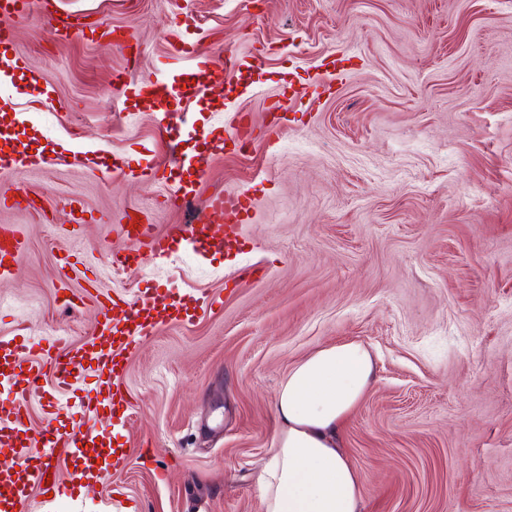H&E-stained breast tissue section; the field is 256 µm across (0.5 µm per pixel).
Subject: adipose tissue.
I'll list each match as a JSON object with an SVG mask.
<instances>
[{
  "mask_svg": "<svg viewBox=\"0 0 512 512\" xmlns=\"http://www.w3.org/2000/svg\"><path fill=\"white\" fill-rule=\"evenodd\" d=\"M374 372L354 342L317 348L289 371L276 396V446L258 474L262 512H359L360 475L339 432Z\"/></svg>",
  "mask_w": 512,
  "mask_h": 512,
  "instance_id": "ef3b65f1",
  "label": "adipose tissue"
}]
</instances>
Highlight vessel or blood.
I'll use <instances>...</instances> for the list:
<instances>
[{
    "instance_id": "vessel-or-blood-1",
    "label": "vessel or blood",
    "mask_w": 512,
    "mask_h": 512,
    "mask_svg": "<svg viewBox=\"0 0 512 512\" xmlns=\"http://www.w3.org/2000/svg\"><path fill=\"white\" fill-rule=\"evenodd\" d=\"M15 40V29L0 26V68L5 70L22 69L24 61L17 55H9L8 50ZM176 56L189 57L194 61L198 82L197 91H204L207 79L214 75L239 67V57L231 51L214 56L201 51L195 44L185 41L174 47ZM184 166L194 167L196 178L184 185L179 194L166 200L169 208L178 209L197 196L200 183H203L209 168L207 156L186 157ZM208 207L225 214L229 221L242 222L249 210L246 194L228 198L212 195L207 199ZM126 237L135 253L149 252L155 257L170 256L177 248L183 247L194 254L205 256L223 252L224 242L209 235L204 224H185L180 228L179 238L158 233L152 225L139 224L126 230ZM24 248V239L15 225L0 226V274L15 262ZM103 318L101 330L82 346H75L65 336L49 340L40 357L28 356L29 340L16 335L0 345V363L7 366L6 374L0 380L8 383L11 398L0 399V455L10 456V467L0 469V512H32V487L47 486L57 489L56 466L49 459L56 449L83 448L94 442L96 435L84 428V418L88 410L98 409L114 403L121 396L118 364L115 360L117 347L128 346L136 338L148 333L152 326L151 316L170 319L185 312L182 300L166 298L160 292L143 300L119 302L107 299L99 304ZM93 365L94 371L105 392L100 398L76 396V380L84 365ZM50 377L55 392L47 400L46 412L54 423L39 433L41 449L29 452L27 445L21 444V435L27 434L29 411L27 402L30 396L40 393L41 380ZM128 456L121 449L110 452L104 466L87 465L84 475L98 479L125 469Z\"/></svg>"
}]
</instances>
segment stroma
Segmentation results:
<instances>
[{"mask_svg": "<svg viewBox=\"0 0 512 512\" xmlns=\"http://www.w3.org/2000/svg\"><path fill=\"white\" fill-rule=\"evenodd\" d=\"M16 21L24 69L0 103L42 143L22 177L38 217L0 209L25 248L0 276V340L95 335L98 293L161 287L190 317L156 324L125 352L131 399L89 426L128 454L86 480L60 455L67 498L40 512H261L256 472L279 430L275 396L316 348L355 342L376 378L344 422L360 512H512V0H53ZM83 28L66 35L62 22ZM232 50L182 112L125 96L131 78L192 76L176 36ZM286 119L271 130L276 101ZM250 113L251 148L227 138ZM202 125L198 136L193 125ZM209 174L188 210L166 128ZM159 164L162 177L140 171ZM247 193L225 226L239 249L129 257L127 212L158 232L201 224L208 196ZM76 252V272L59 257ZM128 256L115 267L112 254Z\"/></svg>", "mask_w": 512, "mask_h": 512, "instance_id": "1", "label": "stroma"}]
</instances>
